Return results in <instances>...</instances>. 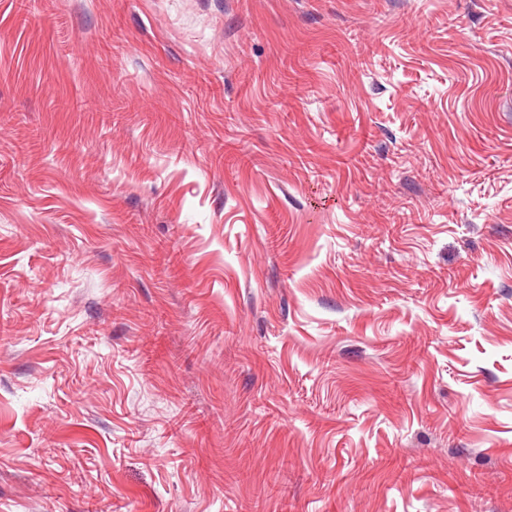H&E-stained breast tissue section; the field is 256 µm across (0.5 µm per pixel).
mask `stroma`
Returning a JSON list of instances; mask_svg holds the SVG:
<instances>
[{"label":"stroma","instance_id":"stroma-1","mask_svg":"<svg viewBox=\"0 0 512 512\" xmlns=\"http://www.w3.org/2000/svg\"><path fill=\"white\" fill-rule=\"evenodd\" d=\"M0 512H512V0H0Z\"/></svg>","mask_w":512,"mask_h":512}]
</instances>
